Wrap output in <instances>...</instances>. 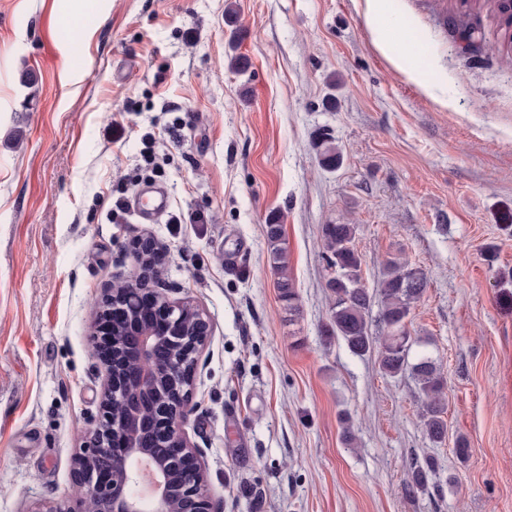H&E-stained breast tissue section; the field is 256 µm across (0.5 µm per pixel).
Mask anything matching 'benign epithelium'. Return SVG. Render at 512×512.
Masks as SVG:
<instances>
[{"label": "benign epithelium", "instance_id": "1", "mask_svg": "<svg viewBox=\"0 0 512 512\" xmlns=\"http://www.w3.org/2000/svg\"><path fill=\"white\" fill-rule=\"evenodd\" d=\"M131 251L133 273L126 287L104 291L90 335L104 376L101 412L82 431L73 491L29 512H213L201 450L185 433L210 325L197 306L169 298L154 241ZM158 446L178 452L160 455Z\"/></svg>", "mask_w": 512, "mask_h": 512}]
</instances>
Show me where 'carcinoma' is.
I'll use <instances>...</instances> for the list:
<instances>
[{
  "mask_svg": "<svg viewBox=\"0 0 512 512\" xmlns=\"http://www.w3.org/2000/svg\"><path fill=\"white\" fill-rule=\"evenodd\" d=\"M493 4L504 24V41L511 45L512 4L509 0H493ZM316 149L319 161L324 166L336 168L342 163V154L333 144L331 135L319 134ZM354 235L353 224L321 226L324 256L332 270L327 283L330 289L329 322L324 335L343 339L356 356H376L380 369L387 375L410 372L423 402L425 431L431 440L440 442L447 432V400L439 365L427 353L410 361L412 341L408 320L413 304L425 291L427 276L404 258L392 257L385 263L379 288L375 293H369L362 282L361 260L353 247ZM266 242L270 261L280 271L277 282L280 298L288 305V314L294 315L299 310V295L288 279L287 251L279 225H267ZM375 302L379 306V336L369 334L367 322L368 313ZM430 468L432 463L429 460L415 466L406 487H422Z\"/></svg>",
  "mask_w": 512,
  "mask_h": 512,
  "instance_id": "1",
  "label": "carcinoma"
}]
</instances>
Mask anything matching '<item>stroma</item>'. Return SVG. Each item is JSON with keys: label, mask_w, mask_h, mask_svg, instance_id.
Returning a JSON list of instances; mask_svg holds the SVG:
<instances>
[{"label": "stroma", "mask_w": 512, "mask_h": 512, "mask_svg": "<svg viewBox=\"0 0 512 512\" xmlns=\"http://www.w3.org/2000/svg\"><path fill=\"white\" fill-rule=\"evenodd\" d=\"M388 4L431 88L382 52L365 0H0V512L71 493L100 413L92 306L145 238L211 323L185 431L218 512H512V61L484 2ZM148 185L169 197L154 221L131 207ZM336 223L368 290L394 253L427 275L409 330L441 366L442 442L410 373L323 334ZM415 456L434 468L410 492ZM316 149L319 161L324 166L336 168L342 163V154L333 144V139L330 134L320 133L317 136ZM279 226L280 224H267V250L271 263L280 271V278L277 282L280 298L288 305V314L292 316L299 310V295L292 282L288 279L287 251L280 235Z\"/></svg>", "instance_id": "stroma-1"}]
</instances>
